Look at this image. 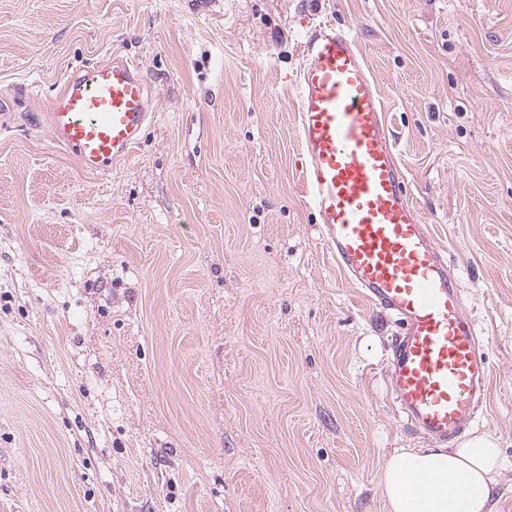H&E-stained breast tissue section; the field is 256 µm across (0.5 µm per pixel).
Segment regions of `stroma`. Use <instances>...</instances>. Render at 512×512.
<instances>
[{
  "label": "stroma",
  "mask_w": 512,
  "mask_h": 512,
  "mask_svg": "<svg viewBox=\"0 0 512 512\" xmlns=\"http://www.w3.org/2000/svg\"><path fill=\"white\" fill-rule=\"evenodd\" d=\"M322 22L459 270L512 512V0H0V512H387L389 453L428 442L388 393L395 324L300 195ZM113 55L155 118L93 175L33 117Z\"/></svg>",
  "instance_id": "obj_1"
}]
</instances>
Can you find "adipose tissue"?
Here are the masks:
<instances>
[{
  "instance_id": "adipose-tissue-1",
  "label": "adipose tissue",
  "mask_w": 512,
  "mask_h": 512,
  "mask_svg": "<svg viewBox=\"0 0 512 512\" xmlns=\"http://www.w3.org/2000/svg\"><path fill=\"white\" fill-rule=\"evenodd\" d=\"M497 441L473 435L457 445L398 448L380 485L391 512H493L491 489L500 473ZM422 488H415L416 478Z\"/></svg>"
}]
</instances>
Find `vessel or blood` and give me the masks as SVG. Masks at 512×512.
I'll list each match as a JSON object with an SVG mask.
<instances>
[{"label":"vessel or blood","instance_id":"b4317fda","mask_svg":"<svg viewBox=\"0 0 512 512\" xmlns=\"http://www.w3.org/2000/svg\"><path fill=\"white\" fill-rule=\"evenodd\" d=\"M303 56L301 191L348 282L399 327L387 364L401 422L456 442L474 424L490 375L459 274L408 195L382 95L356 41L325 23ZM152 115L142 68L115 57L68 74L45 125L84 170L102 173L130 154Z\"/></svg>","mask_w":512,"mask_h":512}]
</instances>
